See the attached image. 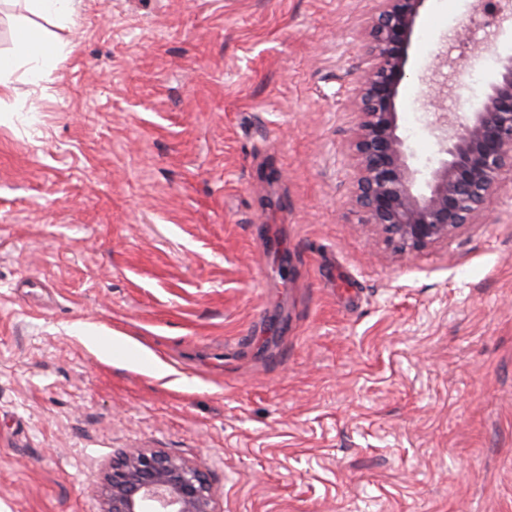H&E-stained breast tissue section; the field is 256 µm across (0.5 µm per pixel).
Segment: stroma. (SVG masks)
Here are the masks:
<instances>
[{"instance_id":"1","label":"stroma","mask_w":512,"mask_h":512,"mask_svg":"<svg viewBox=\"0 0 512 512\" xmlns=\"http://www.w3.org/2000/svg\"><path fill=\"white\" fill-rule=\"evenodd\" d=\"M374 0H0L62 55L0 97V512H102L120 451L196 465L224 512H512V176L399 252L352 201ZM512 25L425 0L399 88L488 90ZM467 61L465 75L456 64ZM29 12L34 15L52 17L65 27L71 22L76 9V0H26Z\"/></svg>"}]
</instances>
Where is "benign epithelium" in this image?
I'll return each mask as SVG.
<instances>
[{
    "label": "benign epithelium",
    "mask_w": 512,
    "mask_h": 512,
    "mask_svg": "<svg viewBox=\"0 0 512 512\" xmlns=\"http://www.w3.org/2000/svg\"><path fill=\"white\" fill-rule=\"evenodd\" d=\"M426 0H375L366 28L357 87L354 197L361 223L380 226L406 251L440 242L483 218L484 207L512 172V54L500 58L489 91L431 132L441 158L427 173L411 166L398 134L396 98L408 75V48ZM473 12L495 23L512 17V0H474ZM103 512H223L203 473L170 455L141 449L112 462Z\"/></svg>",
    "instance_id": "7a95c632"
}]
</instances>
